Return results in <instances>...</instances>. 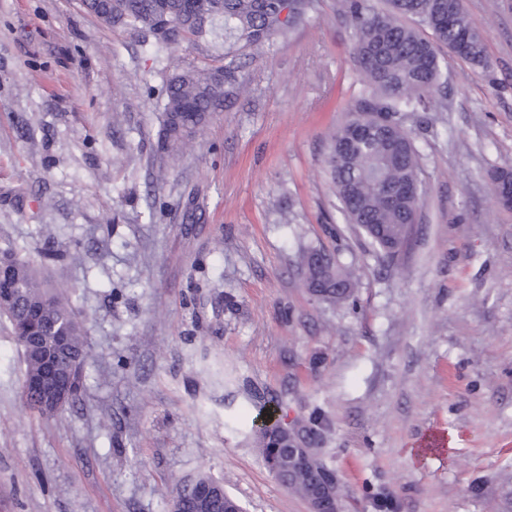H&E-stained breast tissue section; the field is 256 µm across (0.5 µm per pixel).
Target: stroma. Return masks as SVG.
Masks as SVG:
<instances>
[{
	"label": "stroma",
	"instance_id": "stroma-1",
	"mask_svg": "<svg viewBox=\"0 0 512 512\" xmlns=\"http://www.w3.org/2000/svg\"><path fill=\"white\" fill-rule=\"evenodd\" d=\"M488 69L440 50L446 94L404 126L421 219L394 264L347 224L326 156L366 84L339 0L241 60L247 94L191 149H159L167 74L223 45L156 43L81 0H0V249L69 299L85 397L23 404L0 320V512H171L207 473L245 512H310L267 469L250 417L326 422L340 512H512V0H465ZM164 180H156L158 167ZM338 254L353 301L313 296L304 250Z\"/></svg>",
	"mask_w": 512,
	"mask_h": 512
}]
</instances>
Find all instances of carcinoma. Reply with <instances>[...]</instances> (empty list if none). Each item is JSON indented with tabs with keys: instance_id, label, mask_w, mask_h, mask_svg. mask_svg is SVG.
Instances as JSON below:
<instances>
[{
	"instance_id": "obj_1",
	"label": "carcinoma",
	"mask_w": 512,
	"mask_h": 512,
	"mask_svg": "<svg viewBox=\"0 0 512 512\" xmlns=\"http://www.w3.org/2000/svg\"><path fill=\"white\" fill-rule=\"evenodd\" d=\"M314 0H82L84 9L100 22L140 27L160 44H176L185 35L224 40L235 52L224 53V64L187 70L169 77L164 85V124L160 149L169 156L182 152L229 96L240 94L246 79L240 56H250L276 36L307 21ZM343 15L351 23L354 56L367 77L365 91L350 102L349 119L331 139L327 168L347 223L356 226L376 249L377 258L395 262L398 253L387 248L388 237L401 225L413 223L418 207L422 166L420 151L403 126L406 112H423L430 100L445 94L447 73L437 46L486 69L485 36L467 11L454 8V0H341ZM16 284L11 300L0 299L19 344L24 362L22 396L25 405L43 416L56 412L43 404L29 381L42 370V361L25 339L24 312L38 310L43 341L64 330L69 348L62 355L65 376L72 378L70 405L84 399V369L88 358L85 329L67 294L49 285L32 266L11 250L0 251V266ZM305 286L317 298L336 304L354 294L351 274L339 258L320 250L301 256ZM276 427H260L257 438L264 460L278 442ZM314 421L296 432L299 444H317ZM324 466L314 463L292 479L291 490L302 496L319 481ZM175 500L183 512H225L242 505L224 485L199 475L176 485Z\"/></svg>"
}]
</instances>
